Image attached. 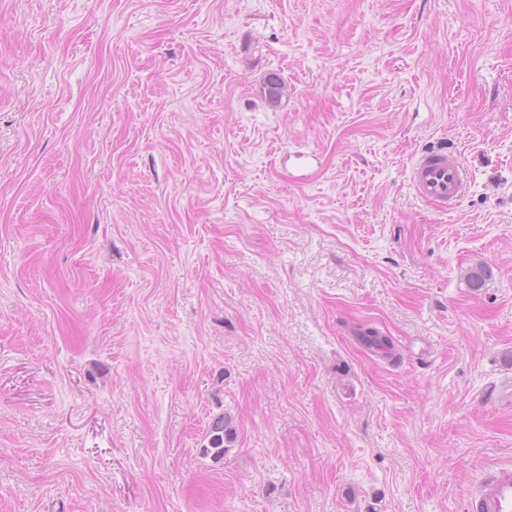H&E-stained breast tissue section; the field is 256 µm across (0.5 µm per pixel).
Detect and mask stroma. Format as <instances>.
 I'll return each mask as SVG.
<instances>
[{"label":"stroma","instance_id":"35a3bbf8","mask_svg":"<svg viewBox=\"0 0 512 512\" xmlns=\"http://www.w3.org/2000/svg\"><path fill=\"white\" fill-rule=\"evenodd\" d=\"M509 462L512 0H0V512H465ZM467 179L460 156L447 147L423 151L410 171L415 195L444 211L465 192ZM233 433L229 416L222 414L216 417L207 433L208 445L204 447L206 454H212L215 459L224 458V453L228 450V443H231L234 438Z\"/></svg>","mask_w":512,"mask_h":512}]
</instances>
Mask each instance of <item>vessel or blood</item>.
Masks as SVG:
<instances>
[{
  "mask_svg": "<svg viewBox=\"0 0 512 512\" xmlns=\"http://www.w3.org/2000/svg\"><path fill=\"white\" fill-rule=\"evenodd\" d=\"M467 179L460 156L444 147L423 151L410 171L416 196L442 209L462 196ZM465 499L468 512H512V465L497 466Z\"/></svg>",
  "mask_w": 512,
  "mask_h": 512,
  "instance_id": "b4317fda",
  "label": "vessel or blood"
}]
</instances>
